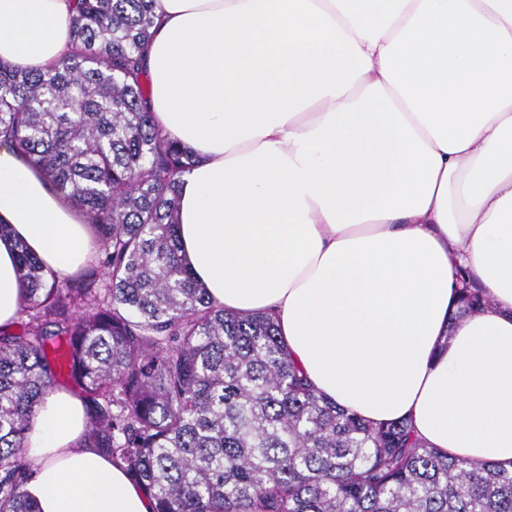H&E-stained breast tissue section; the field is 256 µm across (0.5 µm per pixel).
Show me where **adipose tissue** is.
Segmentation results:
<instances>
[{
    "label": "adipose tissue",
    "mask_w": 512,
    "mask_h": 512,
    "mask_svg": "<svg viewBox=\"0 0 512 512\" xmlns=\"http://www.w3.org/2000/svg\"><path fill=\"white\" fill-rule=\"evenodd\" d=\"M150 110L194 157L179 256L226 310L272 315L317 391L432 448L512 467V0H153ZM73 0H0V60L44 71ZM0 329L17 242L77 273L86 215L0 147ZM466 269L490 305L459 322ZM52 389L22 490L39 512H153Z\"/></svg>",
    "instance_id": "obj_1"
}]
</instances>
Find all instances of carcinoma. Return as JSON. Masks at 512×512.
Masks as SVG:
<instances>
[{"label": "carcinoma", "mask_w": 512, "mask_h": 512, "mask_svg": "<svg viewBox=\"0 0 512 512\" xmlns=\"http://www.w3.org/2000/svg\"><path fill=\"white\" fill-rule=\"evenodd\" d=\"M152 3L75 0L57 64L0 60V147L41 168L98 242L66 283L17 244L22 330H0V512H36L20 492L27 431L65 363L85 444L122 460L153 512H512V471L337 407L272 316L228 312L192 278L176 226L193 159L147 108ZM459 276L464 318L489 296Z\"/></svg>", "instance_id": "carcinoma-1"}]
</instances>
